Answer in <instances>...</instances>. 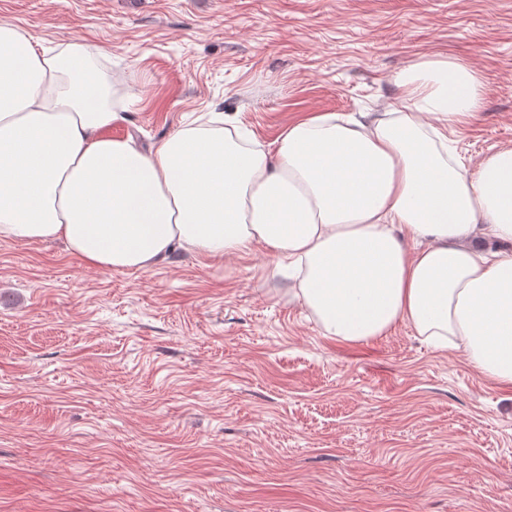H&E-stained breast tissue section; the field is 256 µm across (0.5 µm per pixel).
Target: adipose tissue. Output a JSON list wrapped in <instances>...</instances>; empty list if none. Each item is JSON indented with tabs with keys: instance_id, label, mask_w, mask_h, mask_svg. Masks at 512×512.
I'll list each match as a JSON object with an SVG mask.
<instances>
[{
	"instance_id": "1",
	"label": "adipose tissue",
	"mask_w": 512,
	"mask_h": 512,
	"mask_svg": "<svg viewBox=\"0 0 512 512\" xmlns=\"http://www.w3.org/2000/svg\"><path fill=\"white\" fill-rule=\"evenodd\" d=\"M401 108L320 113L273 147L190 127L143 152L81 44L37 50L0 20V239L59 240L96 267L144 269L187 250L260 246L290 261L292 297L325 335L358 342L396 323L512 386V148L468 167L445 128L476 117L484 83L452 59L398 78Z\"/></svg>"
}]
</instances>
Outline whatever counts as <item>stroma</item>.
Segmentation results:
<instances>
[{
	"label": "stroma",
	"mask_w": 512,
	"mask_h": 512,
	"mask_svg": "<svg viewBox=\"0 0 512 512\" xmlns=\"http://www.w3.org/2000/svg\"><path fill=\"white\" fill-rule=\"evenodd\" d=\"M38 49L112 81L110 137L150 149L230 118L272 144L382 112L438 56L484 82L448 133L512 147V0H0ZM277 258L89 266L0 240V512H512V388L405 323L324 335Z\"/></svg>",
	"instance_id": "1"
}]
</instances>
